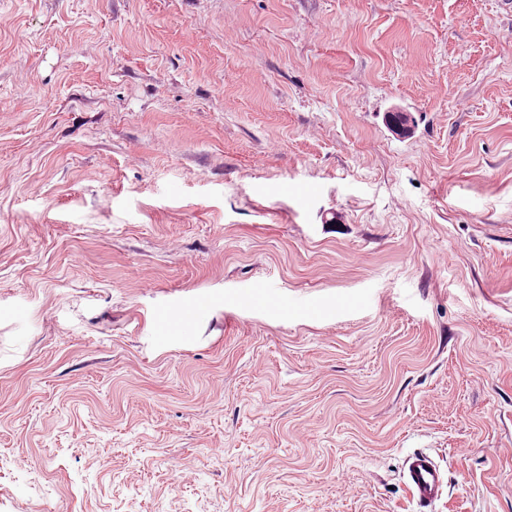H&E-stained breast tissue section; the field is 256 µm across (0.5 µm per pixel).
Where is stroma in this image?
Masks as SVG:
<instances>
[{"mask_svg":"<svg viewBox=\"0 0 512 512\" xmlns=\"http://www.w3.org/2000/svg\"><path fill=\"white\" fill-rule=\"evenodd\" d=\"M418 449L512 512V0H0V512H418Z\"/></svg>","mask_w":512,"mask_h":512,"instance_id":"stroma-1","label":"stroma"}]
</instances>
